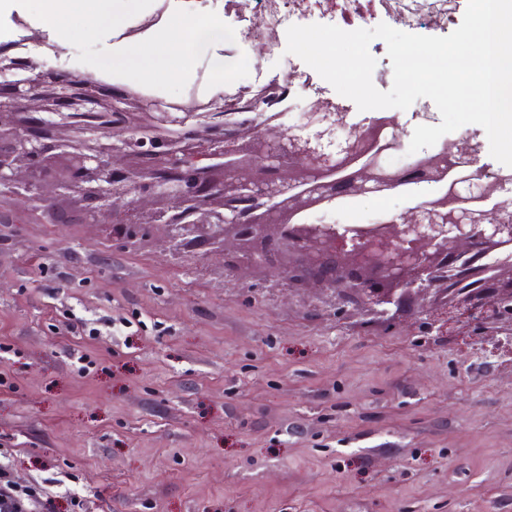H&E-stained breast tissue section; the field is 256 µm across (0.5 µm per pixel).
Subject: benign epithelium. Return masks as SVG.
<instances>
[{
	"mask_svg": "<svg viewBox=\"0 0 512 512\" xmlns=\"http://www.w3.org/2000/svg\"><path fill=\"white\" fill-rule=\"evenodd\" d=\"M70 75L46 90L34 76L0 88V194L38 223L70 201L83 224L133 241L166 229L175 249L224 257V277L273 273L275 288H314L336 311L391 322L429 301L476 329L512 326V175L477 166L480 148L443 143L404 166L398 118L225 112L217 128L125 92L81 98ZM408 182L418 199L377 223L301 216Z\"/></svg>",
	"mask_w": 512,
	"mask_h": 512,
	"instance_id": "7a95c632",
	"label": "benign epithelium"
}]
</instances>
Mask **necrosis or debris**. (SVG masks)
I'll list each match as a JSON object with an SVG mask.
<instances>
[{"instance_id":"4bbe7bcc","label":"necrosis or debris","mask_w":512,"mask_h":512,"mask_svg":"<svg viewBox=\"0 0 512 512\" xmlns=\"http://www.w3.org/2000/svg\"><path fill=\"white\" fill-rule=\"evenodd\" d=\"M449 0H224V14L257 27L271 42L293 24L315 18L351 31L365 27L381 10L396 27L414 34L448 35L458 21Z\"/></svg>"}]
</instances>
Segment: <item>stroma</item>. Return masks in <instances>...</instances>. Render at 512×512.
Returning a JSON list of instances; mask_svg holds the SVG:
<instances>
[{
    "mask_svg": "<svg viewBox=\"0 0 512 512\" xmlns=\"http://www.w3.org/2000/svg\"><path fill=\"white\" fill-rule=\"evenodd\" d=\"M29 12L0 16V52L82 75L77 49ZM317 73L278 42L243 78ZM318 82V81H317ZM409 312L364 324L228 280L162 236L18 214L0 224V461L54 512H512V335L424 333Z\"/></svg>",
    "mask_w": 512,
    "mask_h": 512,
    "instance_id": "stroma-1",
    "label": "stroma"
}]
</instances>
